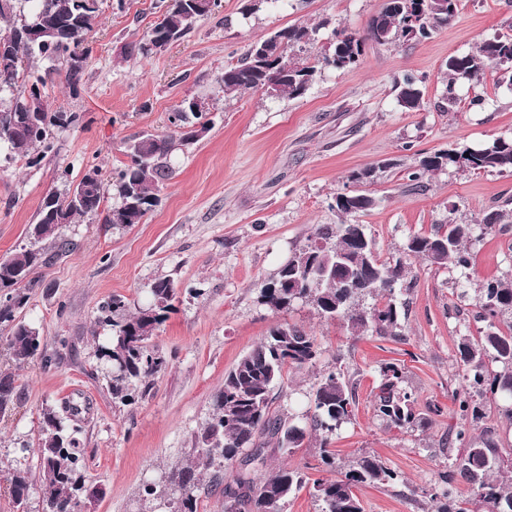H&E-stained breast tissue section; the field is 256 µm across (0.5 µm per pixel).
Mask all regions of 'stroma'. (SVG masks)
<instances>
[{"instance_id": "stroma-1", "label": "stroma", "mask_w": 512, "mask_h": 512, "mask_svg": "<svg viewBox=\"0 0 512 512\" xmlns=\"http://www.w3.org/2000/svg\"><path fill=\"white\" fill-rule=\"evenodd\" d=\"M155 0H99L90 38L94 50L78 94L54 77L43 100L54 110L83 114L77 126L55 133V150L29 164L0 148V259L27 242L42 198L76 183L90 166L104 172L126 161L124 144L143 132L169 134L167 115L182 100H198L208 132L175 150L173 174L159 204L143 223L111 227L84 216L67 225L73 251L40 269L21 320L40 331L57 364L40 361L14 369L0 347V371L14 372L21 398L0 418V512H13L7 478L16 468L36 469L43 408L74 399L88 406L80 445L85 450L86 512H158L139 507L143 486L169 467L192 460L195 436L209 418L224 375L278 324L310 330L322 347L315 366L290 372L274 395L281 413L304 414L307 395L324 366L341 363L356 383L357 410L330 446L336 472L361 454L379 457L400 473L392 486L358 489L364 512H437L432 496L443 489L450 442L459 417L453 396L463 387L455 361L461 334L478 335L475 291L489 280L512 281V224L473 247L470 268H437L415 260L412 283L397 293L405 308L398 336H353L347 323L320 319L307 305L274 312L260 304L274 279L316 225L337 223L336 194L374 198L361 213L381 259L398 257L408 238L428 234L449 218L470 220L490 209L512 214V173L457 169L409 172L425 154L458 143L512 136V76L489 68L479 85H449L450 57L472 51L485 37L512 33V0H460L457 16L430 38L379 45L368 41L371 19L384 0H279L246 15L249 0H224L220 12L165 51L123 57L160 14ZM293 25L316 29L306 54L328 53L332 32L365 37L359 65L326 70L299 98L248 93L225 100L220 77L248 47ZM417 78L419 109L401 107L395 85ZM461 100L448 111L447 89ZM483 108H468L474 96ZM372 168L367 182L354 172ZM159 280L176 296L153 343L168 360L136 404L113 402L95 356L108 330L98 308L112 296L143 303ZM405 368L418 427L400 431L376 419L372 400L382 363Z\"/></svg>"}]
</instances>
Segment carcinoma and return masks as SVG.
Returning <instances> with one entry per match:
<instances>
[{"label":"carcinoma","mask_w":512,"mask_h":512,"mask_svg":"<svg viewBox=\"0 0 512 512\" xmlns=\"http://www.w3.org/2000/svg\"><path fill=\"white\" fill-rule=\"evenodd\" d=\"M17 0H0V18L11 21L9 30H23L7 48L0 51V96L8 100L30 99L34 121L17 118L18 129L0 125V144L15 155L27 157L38 150L46 155L54 149L56 130L77 125V112L52 111L43 102L47 85L45 76L29 77L22 63L35 58L51 62L46 76L57 74L72 93H77L84 68L72 65L74 56L90 55L88 36L98 11V0H23L30 4V15L17 13ZM161 19L147 32L143 42L128 44L125 57L159 53L180 40L202 19L219 11L222 0H159ZM459 0H386L372 18L368 39L391 43L401 38L420 40L429 37L435 26L451 21L458 12ZM49 29L53 34L33 36L31 32ZM313 31L305 26H291L275 32L252 46L235 64L224 67V98L234 99L249 92L265 90L298 98L306 93L322 68L344 70L361 60L365 39L355 33L336 30L329 54L300 62L290 55L312 40ZM512 70V34H498L482 40L467 54L448 59V109L459 104L455 84L465 79L482 83L491 66ZM398 102L406 109H417L422 94L417 80L404 78L397 86ZM190 108L179 105L168 121L179 133L178 140L156 133H144L125 147L127 162L112 170L110 179L102 177L97 167L89 168L76 183L78 195L70 189L46 194L29 227L30 244L13 255L0 259V324L9 333L0 338L16 368L25 367L35 358L44 367L54 364L53 355L42 346L39 331L17 320L16 313L29 300L38 271L52 258L70 252L73 243L65 227L77 217L102 216L105 224L130 227L141 224L158 204L160 184L172 175L170 159L176 143L187 145L209 130L208 123L186 127ZM448 168L469 171L499 170L512 172V137H495L479 145L456 146L422 157L410 178ZM118 203L104 207L109 188ZM374 199L365 194L350 198L336 194V209L346 216L340 224H322L279 270L277 276L261 289L260 303L273 311L287 312L304 303L325 320H344L358 335L395 336L400 328L401 306L396 291L410 270V259L430 265L467 269L471 265L470 246L497 225L506 215L490 211L470 222L448 220L433 232L410 237L404 256L380 260L373 252L360 250L358 239H373L363 224L356 223ZM445 239L448 247L435 243ZM150 300L125 317L117 313L128 308L122 295H114L100 308L98 322L109 327L104 343L97 345L96 357L107 369V386L112 399L132 405L151 390L149 379L167 366L166 358L152 345L156 331L165 321L176 294L169 280L156 282ZM374 300L363 309L360 302ZM476 302L486 327L481 336H462L458 341L459 366L463 390L454 395L458 404L460 426L454 442L465 448L463 457L450 465L442 482L448 485L442 496L448 502L438 512H471L469 501L450 498L451 487L460 481L468 485L474 500L487 503L491 512H512V462L505 461L492 439L476 442L470 431L486 404L502 401L512 418V322L497 324L505 314L512 315V284L497 280L477 290ZM322 350L317 338L295 324L271 328L224 376V384L212 397V413L197 433L192 456L207 467L216 466L233 473L224 486V512H285L288 500L305 484L312 483L322 512H363L357 489L365 485L386 486L400 475L375 456L358 458L345 473L336 478L310 479L298 468L282 466L261 481L251 477L248 466L262 463L268 447L288 453L303 447L311 433H318L321 463L330 467L333 436L355 416V390L340 366L324 370L312 388L313 412L309 422L301 424L293 415L278 414L273 409L274 389L284 383L288 371L316 364ZM381 384L372 407L376 418L398 430L417 424L411 394L402 387L404 372L400 365L386 362L380 366ZM19 398L15 375L0 372V416L8 414ZM81 409L64 403L61 408L42 409L38 442V469L41 512H84L86 498L85 457L77 434L80 433ZM288 438V448L281 445ZM14 507H27L32 486L30 472L16 468L10 477ZM198 478L191 466L171 473L168 484L160 489L154 483L144 486L147 497L163 498L169 512H197Z\"/></svg>","instance_id":"1"}]
</instances>
